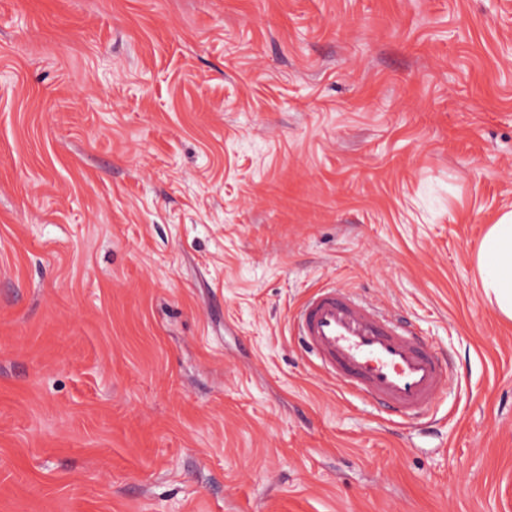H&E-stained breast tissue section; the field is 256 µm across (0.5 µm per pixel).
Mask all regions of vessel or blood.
<instances>
[{
  "label": "vessel or blood",
  "mask_w": 512,
  "mask_h": 512,
  "mask_svg": "<svg viewBox=\"0 0 512 512\" xmlns=\"http://www.w3.org/2000/svg\"><path fill=\"white\" fill-rule=\"evenodd\" d=\"M293 328L323 373L401 423L425 418L448 386L443 353L349 290H318L300 305Z\"/></svg>",
  "instance_id": "b4317fda"
}]
</instances>
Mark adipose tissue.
<instances>
[{
	"label": "adipose tissue",
	"mask_w": 512,
	"mask_h": 512,
	"mask_svg": "<svg viewBox=\"0 0 512 512\" xmlns=\"http://www.w3.org/2000/svg\"><path fill=\"white\" fill-rule=\"evenodd\" d=\"M481 287L498 312L512 320V211L502 214L485 233L477 253Z\"/></svg>",
	"instance_id": "adipose-tissue-1"
}]
</instances>
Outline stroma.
<instances>
[{"label":"stroma","instance_id":"obj_1","mask_svg":"<svg viewBox=\"0 0 512 512\" xmlns=\"http://www.w3.org/2000/svg\"><path fill=\"white\" fill-rule=\"evenodd\" d=\"M512 0H0V512H512ZM448 354L429 426L291 324ZM481 288L498 312L512 320V211L502 214L485 233L477 253ZM292 324L323 373L403 424L423 420L447 389L446 356L349 290H318Z\"/></svg>","mask_w":512,"mask_h":512}]
</instances>
